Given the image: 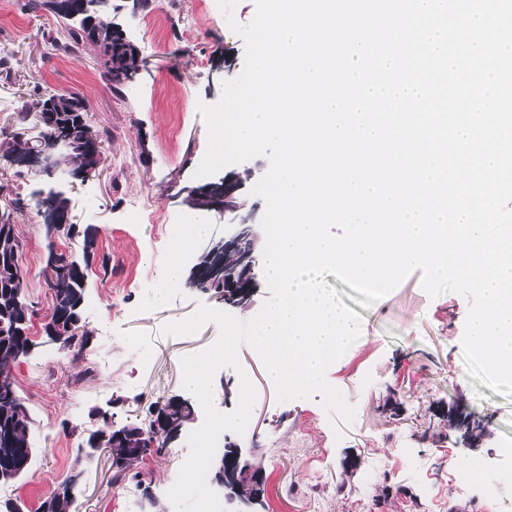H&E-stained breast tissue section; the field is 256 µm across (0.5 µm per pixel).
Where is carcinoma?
<instances>
[{"label":"carcinoma","mask_w":512,"mask_h":512,"mask_svg":"<svg viewBox=\"0 0 512 512\" xmlns=\"http://www.w3.org/2000/svg\"><path fill=\"white\" fill-rule=\"evenodd\" d=\"M67 34L75 41L88 40L100 46L106 56L105 77L115 85L123 83L118 71H135L138 69V53L135 46L122 41V33L112 22V18L103 14L95 23L90 15L73 17L68 13H57ZM35 111L39 113L41 130L35 140L24 138V133L13 132L14 144L8 148L5 156L19 158L35 148H47L59 132H67L72 137L73 148L69 157L75 168L92 173L101 161L100 151L92 153L82 151L84 140L97 142L84 118L85 106L81 96L75 92L55 93L47 98H37ZM42 219L44 227L56 223V219L70 212L69 199L60 192H48L45 199L33 204ZM20 248L15 233L13 212L0 213V448L5 454L0 455V471L26 460L33 454L29 440L30 416L19 413L10 392L15 390L10 375L6 371L10 362L26 356L27 339L23 331L30 326L32 312L25 299L24 282L19 273L10 270L8 259ZM93 240L84 241L85 261L78 262L64 253L55 251L53 242H48L49 262H47L46 281L52 290V314L50 323L57 332L65 336L66 350L73 362L85 359L84 351L89 343L85 329L84 285L87 279L89 250ZM174 409L172 423L175 430L182 431L191 419L193 406L187 400L171 397L163 403L149 406L148 413L163 412ZM153 422L146 424L126 422L118 424L114 414L99 420L97 430L112 435V430L126 434V446L112 447V440L102 446L109 454L112 480L115 482L132 476L136 479L140 473H131V466L139 461L146 452L142 448L141 433L151 430ZM74 502L73 489L60 485L57 491L39 506V512H70Z\"/></svg>","instance_id":"carcinoma-1"}]
</instances>
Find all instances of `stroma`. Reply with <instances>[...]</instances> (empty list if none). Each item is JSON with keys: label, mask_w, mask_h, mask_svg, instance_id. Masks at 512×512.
Returning <instances> with one entry per match:
<instances>
[{"label": "stroma", "mask_w": 512, "mask_h": 512, "mask_svg": "<svg viewBox=\"0 0 512 512\" xmlns=\"http://www.w3.org/2000/svg\"><path fill=\"white\" fill-rule=\"evenodd\" d=\"M28 2L0 0V48L10 53L0 66V210L49 187L45 176L4 157L19 113L37 97L78 93L102 162L95 174L61 186L79 230L70 252L82 256L83 233L96 241L86 281L91 339L79 364L43 333L52 298L42 221L26 210L15 222L36 346L9 372L32 419L35 454L24 476L0 484V499L34 512L56 492L60 474L77 472L72 512H166L186 438L164 456L137 462L140 480L118 483L105 453L85 462L77 446L99 407L112 405L117 422L144 423L151 403L182 395V358L220 335L213 321L190 335H165L168 323L224 303L186 283L160 301L155 288L167 280L173 259L189 274L202 254L203 238L181 236L179 225L202 217L213 228L220 222L215 212L183 205L181 192L198 185L194 173L208 148L198 106L215 104L223 82L241 75L244 42L217 0H150L137 14L125 0H112L141 67L134 81L116 86L104 76L99 46L51 48L62 29L48 10L29 9ZM324 280L362 318L361 338L326 372L354 407V420L339 439L319 399L278 401L262 358L241 342L240 369L224 367L213 377V403L232 411L240 378L248 376L255 403L244 435L231 440L262 470L265 493L245 504L217 488L226 512H512V396L467 374L468 300L451 291L429 297L416 271L366 309L334 275ZM455 407L478 422L474 441L449 427ZM465 463L484 477L461 493L456 480Z\"/></svg>", "instance_id": "obj_1"}]
</instances>
